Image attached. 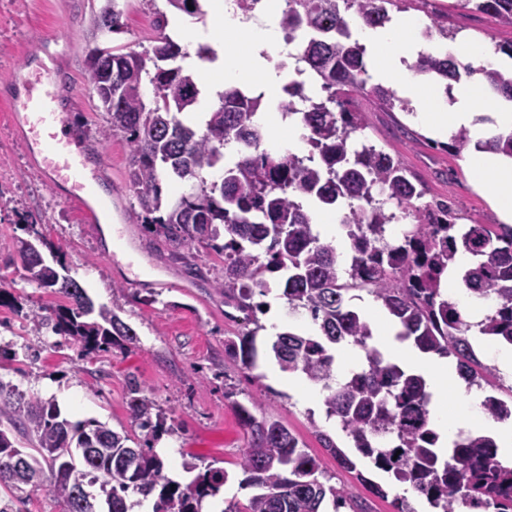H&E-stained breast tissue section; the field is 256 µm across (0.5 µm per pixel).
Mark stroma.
Instances as JSON below:
<instances>
[{"instance_id":"stroma-1","label":"stroma","mask_w":512,"mask_h":512,"mask_svg":"<svg viewBox=\"0 0 512 512\" xmlns=\"http://www.w3.org/2000/svg\"><path fill=\"white\" fill-rule=\"evenodd\" d=\"M99 5V0H0V195L11 201L8 209L0 211V289L22 306L18 312L0 307V345L17 351L27 345L37 353L30 360L6 362L0 380L44 399L63 389L73 391V401L60 405L64 416L130 431L135 424L127 407L128 385L137 381L154 398L160 413L174 421V433L162 435L161 440L176 448L177 467L191 477L208 465L224 468L229 474L223 486L225 498L241 501L248 493L240 487L237 462L246 437L232 405L252 402L288 425L331 483L362 493L354 473L341 467L319 440L325 432L342 450L350 449L335 419L326 418L323 407L305 406L273 380L274 358L263 359V379L257 383L225 356V339L242 328L245 319L226 306L223 295L213 288L222 276V260L203 257L201 275L188 274L170 260L163 242L141 225L129 224L127 213L135 203L127 183L129 146L120 136L97 144L94 135L102 117L84 80L92 47L89 19ZM166 7L165 0H131L127 28L115 35V44L134 49L148 44L149 15ZM405 13L426 26L431 14H440L444 25L461 30L472 41L491 46L512 43V27L457 8L456 0H408ZM34 48L51 60L50 66L40 69V87L55 91L65 124L93 148L91 166L102 165L108 171V180L99 187L116 204L106 216L118 226L114 246L103 239V223L91 222L87 208L55 188L39 156L28 149L27 128L11 99L18 82L25 79V57ZM354 105L363 113L365 127L353 137V146L373 144L397 158L423 181L425 201L448 202L459 223H499L487 195L471 183L463 154L431 138L411 113L385 111L366 94L358 96ZM25 212L61 247L72 276L93 302L114 308L137 331L139 347H116L83 360L77 346L64 337L50 331L38 336L27 332L25 312L49 304L51 297L26 284L20 266L12 262L16 240L26 235L17 222L18 214Z\"/></svg>"}]
</instances>
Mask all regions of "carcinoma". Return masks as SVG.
<instances>
[{
  "label": "carcinoma",
  "mask_w": 512,
  "mask_h": 512,
  "mask_svg": "<svg viewBox=\"0 0 512 512\" xmlns=\"http://www.w3.org/2000/svg\"><path fill=\"white\" fill-rule=\"evenodd\" d=\"M391 2L396 0H285L278 26L291 39L302 37L298 63L326 93L315 100L301 82L283 88L279 109L299 116L309 156L265 148L258 120L264 96L238 86L224 87L202 123L185 121L201 88L181 64L189 53L173 37L169 14L201 18L200 0H166L168 11H153V37L141 51L110 44L111 36L126 28L129 0H102L90 21L95 46L85 84L103 114L101 140L120 135L130 147L128 186L137 202L132 223L168 243L178 263L193 266L204 252L224 260V278L215 287L224 292V304L239 311L255 314L254 295L269 291L270 278L280 275L288 312L309 316L316 333L282 331L268 350L282 370L320 386L327 416L336 417L361 458L378 469H394L399 481L437 512H456L457 504L474 498L497 512H512V466L503 464L495 440L462 437L442 458L429 424L426 380L385 360L372 345L370 323L350 304L357 293L367 292L395 318L398 339L454 357L470 385L494 373L478 357L472 326L488 340L512 345V225L458 224L447 202L419 203L423 182L391 154L350 144L364 128L362 114L349 109L353 94L366 91L390 111L407 110L392 90L367 86L365 47L352 38L357 24L385 26ZM458 6L512 26V0H458ZM414 69L446 91L478 72L486 89L512 101V72L490 64L475 68L450 54H421ZM476 148L512 159V133L492 135ZM305 200L319 207L347 204L342 226L357 228L349 234L347 257L315 231ZM398 211L411 223L391 239L387 225ZM24 220L34 240L55 254V264H49L29 255L28 241L17 240L23 278L54 297L51 305L26 315L31 329L71 338L83 357L137 345L135 330L111 308L95 306L69 274L62 251L38 231L36 219ZM460 253L473 258L462 274L467 290L491 303L474 325L442 288ZM257 331L235 333L224 341V353L259 382ZM343 344L359 348L361 359L341 374L333 350ZM128 408L140 438L97 421L72 423L54 401L27 398L0 381V424H7L0 428V486L46 489L66 502L68 512H98L87 491L95 485L105 512H129L130 491L157 494L153 512H202L205 498L226 482V471L209 465L186 484L168 478L153 451L167 431L164 418L135 380ZM233 408L247 434L238 461L246 474L242 486L255 493L244 502L228 501L224 512H324L327 501L333 512L347 507L368 512L348 489L328 483L285 424L239 402ZM377 432L390 434L387 446L372 441ZM319 439L343 468L356 469L327 434L319 433ZM23 441L49 461V473L21 450Z\"/></svg>",
  "instance_id": "cac0c4a2"
}]
</instances>
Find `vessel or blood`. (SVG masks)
<instances>
[{"instance_id": "b4317fda", "label": "vessel or blood", "mask_w": 512, "mask_h": 512, "mask_svg": "<svg viewBox=\"0 0 512 512\" xmlns=\"http://www.w3.org/2000/svg\"><path fill=\"white\" fill-rule=\"evenodd\" d=\"M19 107L28 116V136L33 144L43 145L42 163L73 198H81L90 185L85 155L74 149L64 130V121L53 95L29 87Z\"/></svg>"}]
</instances>
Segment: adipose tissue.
<instances>
[{"label":"adipose tissue","instance_id":"ef3b65f1","mask_svg":"<svg viewBox=\"0 0 512 512\" xmlns=\"http://www.w3.org/2000/svg\"><path fill=\"white\" fill-rule=\"evenodd\" d=\"M210 2L213 23L206 38L216 43L218 54L203 69V77L216 89L247 83L263 90L264 121L289 148H296L301 143L302 129L295 119L283 118L278 110L279 88L285 76L280 64L289 51L281 31L271 22L258 25L242 20L228 11L225 0ZM417 28L413 19L402 18L389 27L361 30L375 80L410 99L416 121L430 135L445 139L465 128L473 138H483L488 127L478 120L486 108L479 78H472L447 101L416 81L411 64L423 49ZM467 166L474 184L490 192L501 219L511 224L512 159L475 152L469 154ZM425 368L434 399L439 453H447L449 439L459 432L481 430L496 439L503 455L512 456V421L495 423L480 418L476 412L480 399L475 394L456 411H449L448 397L462 385L454 365L445 360H432Z\"/></svg>","mask_w":512,"mask_h":512}]
</instances>
